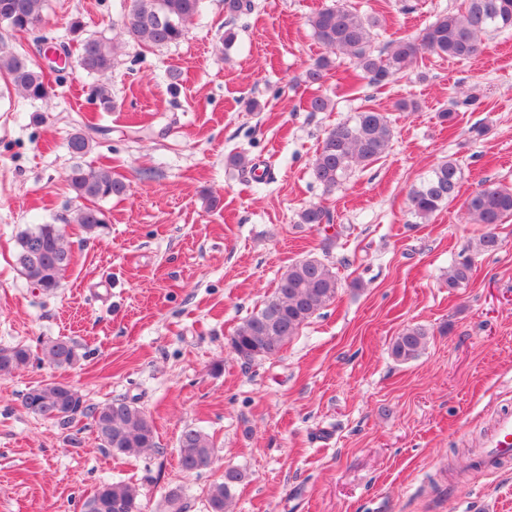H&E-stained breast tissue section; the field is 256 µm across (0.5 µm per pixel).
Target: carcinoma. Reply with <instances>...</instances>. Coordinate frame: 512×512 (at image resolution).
Returning <instances> with one entry per match:
<instances>
[{"instance_id": "cac0c4a2", "label": "carcinoma", "mask_w": 512, "mask_h": 512, "mask_svg": "<svg viewBox=\"0 0 512 512\" xmlns=\"http://www.w3.org/2000/svg\"><path fill=\"white\" fill-rule=\"evenodd\" d=\"M47 0H0V74L22 97L40 100L48 97L49 87L39 62L13 48L8 37L39 27ZM203 0H130L124 21L125 33L145 47L176 43L184 36L185 24L197 16ZM252 0H224L229 22L251 13ZM317 41L325 49L348 57L363 73L368 84L384 87L403 77L429 53L440 58L465 61L481 50V35L486 31L512 30V0H463L461 8L442 14L416 38L392 41L383 50L372 49L373 31L380 26L374 16H364L345 6L323 8L310 18ZM115 46L89 37L80 46L79 64L90 75L102 76L112 69ZM330 60L323 56L305 70V82L323 81ZM92 98L105 109L113 107L112 94L104 84L91 87ZM477 97L468 95L453 100L439 113L443 123L455 120L459 105L473 106ZM102 128L85 125L68 141L71 154L82 157L91 149L92 138L86 132ZM394 129L390 117L375 109L356 113L351 120L337 124L321 141L311 165L314 181L327 194L336 190L356 168L367 167L382 158L390 148ZM460 172L456 161L448 159L435 165L407 195L408 210L423 222L458 196ZM70 189L81 204L72 221L85 233L94 234L106 224L98 202L121 197L130 190L127 178L110 166L77 164L66 176ZM463 207L473 224H500L512 217V187L483 185L471 193ZM302 224H328L329 211L311 204L300 213ZM72 261L65 244L64 231L56 224H33L16 237L15 265L31 285L52 294ZM473 261L465 256L448 271V290L468 286ZM339 280L335 267L316 257L301 259L282 273L273 294L262 308L249 315L236 329L231 347L241 359L252 362L277 355L301 327L336 298ZM429 332L420 325L403 328L390 343V354L398 363L418 359L426 350ZM41 353L57 367H70L77 360L75 342L65 336L48 339ZM33 359L25 345L0 347V376L26 368ZM24 408L45 420L69 425L81 415L89 417L103 447L114 454L138 457L157 447L155 428L149 416L133 399H114L102 407L86 404L71 386L47 382L29 389L23 397ZM214 444L202 430L187 426L179 437L178 464L185 473L197 471L200 462L211 463ZM246 474L231 469L224 481L212 484L207 492V512H228L233 488ZM85 512H142L137 487L112 482L100 485L84 504Z\"/></svg>"}]
</instances>
